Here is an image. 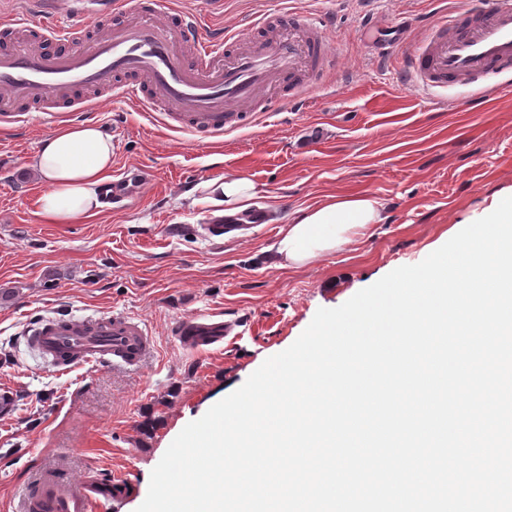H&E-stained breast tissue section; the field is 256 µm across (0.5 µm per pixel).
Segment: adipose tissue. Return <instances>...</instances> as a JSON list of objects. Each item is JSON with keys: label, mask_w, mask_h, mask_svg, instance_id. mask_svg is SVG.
Masks as SVG:
<instances>
[{"label": "adipose tissue", "mask_w": 512, "mask_h": 512, "mask_svg": "<svg viewBox=\"0 0 512 512\" xmlns=\"http://www.w3.org/2000/svg\"><path fill=\"white\" fill-rule=\"evenodd\" d=\"M113 154L111 138L94 124L70 125L47 137L33 160L43 185L37 199L40 215L53 224L96 218L103 207L100 190L112 179ZM207 190L214 223L282 225L272 255L277 268L299 267L336 252L384 220L383 204L366 193L331 194L284 217L253 206L255 186L247 178L217 179Z\"/></svg>", "instance_id": "obj_1"}]
</instances>
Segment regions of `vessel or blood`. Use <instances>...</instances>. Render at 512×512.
I'll use <instances>...</instances> for the list:
<instances>
[{
	"instance_id": "obj_1",
	"label": "vessel or blood",
	"mask_w": 512,
	"mask_h": 512,
	"mask_svg": "<svg viewBox=\"0 0 512 512\" xmlns=\"http://www.w3.org/2000/svg\"><path fill=\"white\" fill-rule=\"evenodd\" d=\"M27 3L25 12L0 20V28L28 32L0 54L1 127L17 123L24 105L49 124L89 111L84 91L105 89L158 113L170 130L220 138L246 114L265 112L263 95L271 87H287L279 100L285 109L335 77L324 24L300 11L287 13L290 35L258 45L245 32L216 29L189 55L184 37L196 32V18L180 11L163 24L147 4L130 9L126 21L105 34L85 38L79 50L57 52L51 43L70 42L78 30L54 23V14L66 9L101 19L111 15L112 0ZM395 70L402 83L427 91L474 85L482 94H496L500 75L512 71V0H497L488 11L473 4L437 15ZM233 328L220 314H195L179 318L174 335L183 347L201 352ZM24 340L62 374L102 362L139 368L154 349L145 324L123 314L48 315L28 327ZM130 489L122 477L77 482L44 466L24 486L17 512H116Z\"/></svg>"
}]
</instances>
